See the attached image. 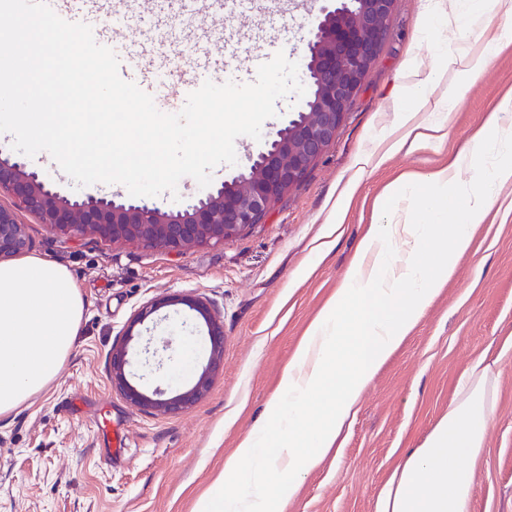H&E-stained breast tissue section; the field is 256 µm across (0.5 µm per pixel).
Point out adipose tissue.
<instances>
[{
	"label": "adipose tissue",
	"mask_w": 512,
	"mask_h": 512,
	"mask_svg": "<svg viewBox=\"0 0 512 512\" xmlns=\"http://www.w3.org/2000/svg\"><path fill=\"white\" fill-rule=\"evenodd\" d=\"M487 3L512 15V0H424L423 13L452 27L465 18L477 21ZM494 52L488 42L449 54L442 68L416 73L407 92L417 108L401 117L388 152L413 154L442 144L443 124L424 116L435 91L447 86L449 101H459ZM451 74L458 83L448 84ZM465 163L457 156L390 187L379 203L383 220L360 242L340 287L308 325L278 395L225 459L195 512H278L319 466L379 368L454 275L458 258L471 251L494 189L512 183L511 162L468 183L459 178ZM412 188L420 206L436 214L447 212L449 200H463L459 223L392 220ZM83 315L66 267L37 256L0 264V417L48 388L77 340ZM496 387L491 367L476 362L447 413L398 466L377 512H471V463L485 446Z\"/></svg>",
	"instance_id": "adipose-tissue-1"
}]
</instances>
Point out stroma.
<instances>
[{"instance_id":"1","label":"stroma","mask_w":512,"mask_h":512,"mask_svg":"<svg viewBox=\"0 0 512 512\" xmlns=\"http://www.w3.org/2000/svg\"><path fill=\"white\" fill-rule=\"evenodd\" d=\"M306 9L281 0L246 8H209L198 0H160L148 14H114L123 40L147 29L189 37L207 33L218 48L234 30L272 34L297 60ZM495 39L498 52L454 105L435 120L448 137L438 147L385 154V141L413 100L404 91L413 71L439 66L449 52ZM512 93V17L486 12L482 24L451 29L428 21L421 0H396L388 36L335 140L263 223L227 243L176 256L144 244L79 240L55 233L27 213L19 219L32 255L65 266L79 289L84 317L74 349L46 392L0 418V512H194L195 504L248 435L281 379L311 320L332 296L362 238L380 220L376 202L399 176L426 174L450 157L476 167L512 162V152L480 153L474 141L505 93ZM0 134V157L23 159L70 199L126 195L123 185L76 187L44 154L21 158ZM169 294L208 298L224 323V360L209 392L177 415H151L113 390L108 357L127 339L129 380L144 392L189 388L207 365L205 324L183 305L161 309L124 337L132 316ZM168 350H159L162 337ZM494 367L497 403L486 446L474 464L472 512H512V184L499 188L476 229L473 247L427 307L407 340L364 391L336 447L311 471L281 512H376L377 501L407 451L419 447L448 411L477 360ZM128 435L112 451L114 428Z\"/></svg>"}]
</instances>
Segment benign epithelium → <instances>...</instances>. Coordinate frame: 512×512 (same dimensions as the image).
I'll list each match as a JSON object with an SVG mask.
<instances>
[{
    "instance_id": "7a95c632",
    "label": "benign epithelium",
    "mask_w": 512,
    "mask_h": 512,
    "mask_svg": "<svg viewBox=\"0 0 512 512\" xmlns=\"http://www.w3.org/2000/svg\"><path fill=\"white\" fill-rule=\"evenodd\" d=\"M310 21L300 53L306 93L288 123L265 134L263 150L232 181L208 190L194 203L174 208L145 199L89 197L69 200L45 178L19 161L0 158V194L13 207L0 206V262L30 247L17 212L35 216L51 230L73 239L93 236L105 242H135L176 256L211 243H224L263 222L274 205L305 176L336 138L351 103L388 35L395 0H327ZM184 305L205 323L209 361L192 387L171 397L147 395L127 378V344L115 343L109 358L112 387L131 404L153 415L190 409L210 389L224 353V324L202 296L165 295L142 307L124 335L158 310Z\"/></svg>"
}]
</instances>
